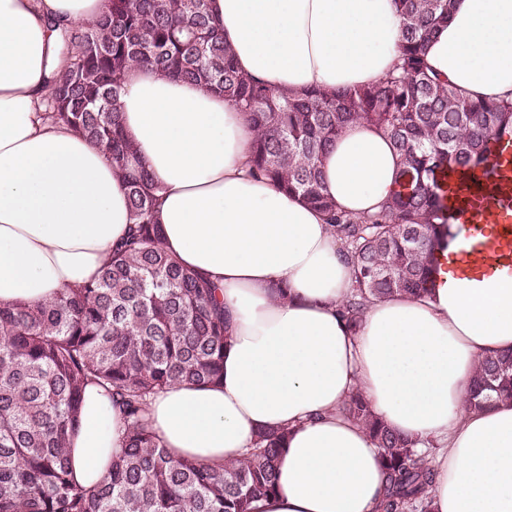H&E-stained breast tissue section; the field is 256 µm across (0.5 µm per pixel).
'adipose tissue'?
Returning <instances> with one entry per match:
<instances>
[{
    "mask_svg": "<svg viewBox=\"0 0 512 512\" xmlns=\"http://www.w3.org/2000/svg\"><path fill=\"white\" fill-rule=\"evenodd\" d=\"M243 72L277 91H336L395 68L396 0H211ZM108 0H0V303L31 305L94 279L126 234L129 200L104 151L45 118L62 68L55 22L83 28ZM430 70L473 100L512 101V0H454L426 47ZM123 127L164 188L162 245L218 287L228 321L224 377L174 385L146 417L177 457L220 466L257 432L287 428L273 495L252 512H375L383 472L373 437L342 411L361 392L391 430L433 443L434 512H512V400L468 403L487 356L512 353V269L464 274L449 245L424 296L369 304L356 329L341 309L352 265L323 214L249 170L250 119L194 82L131 67ZM327 194L368 214L410 189L387 136L347 125L324 155ZM126 425L87 387L70 439L74 479L96 486Z\"/></svg>",
    "mask_w": 512,
    "mask_h": 512,
    "instance_id": "adipose-tissue-1",
    "label": "adipose tissue"
}]
</instances>
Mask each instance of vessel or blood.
Instances as JSON below:
<instances>
[{
  "instance_id": "obj_1",
  "label": "vessel or blood",
  "mask_w": 512,
  "mask_h": 512,
  "mask_svg": "<svg viewBox=\"0 0 512 512\" xmlns=\"http://www.w3.org/2000/svg\"><path fill=\"white\" fill-rule=\"evenodd\" d=\"M493 163L475 169L445 168L441 180L451 194L453 218L469 224L482 241L459 255L466 271L485 269L489 261L512 266V146H495Z\"/></svg>"
}]
</instances>
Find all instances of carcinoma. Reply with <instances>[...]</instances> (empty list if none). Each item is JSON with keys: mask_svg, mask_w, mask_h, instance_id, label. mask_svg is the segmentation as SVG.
<instances>
[{"mask_svg": "<svg viewBox=\"0 0 512 512\" xmlns=\"http://www.w3.org/2000/svg\"><path fill=\"white\" fill-rule=\"evenodd\" d=\"M403 42L395 71L349 90L277 92L238 70L209 0H110L84 28L58 26L64 69L46 117L102 148L127 191L131 224L101 274L38 306L0 305V512H251L272 493L288 429L263 430L222 467L172 456L152 431L148 401L174 384L219 381L224 306L216 288L161 245L162 187L134 165L119 90L128 68L200 84L249 115L251 172L321 211L353 267L341 316L354 327L374 300L425 292L438 219L448 224L440 173L487 162L512 135L511 101H475L429 74L425 49L452 0H398ZM354 119L382 129L414 187L374 214L351 215L325 194L320 162ZM104 389L127 422L124 447L94 487L74 481L69 438L83 394ZM512 399V354L478 366L470 404ZM364 423L385 477L376 512H434L433 450L389 429L359 393L344 406Z\"/></svg>", "mask_w": 512, "mask_h": 512, "instance_id": "carcinoma-1", "label": "carcinoma"}]
</instances>
